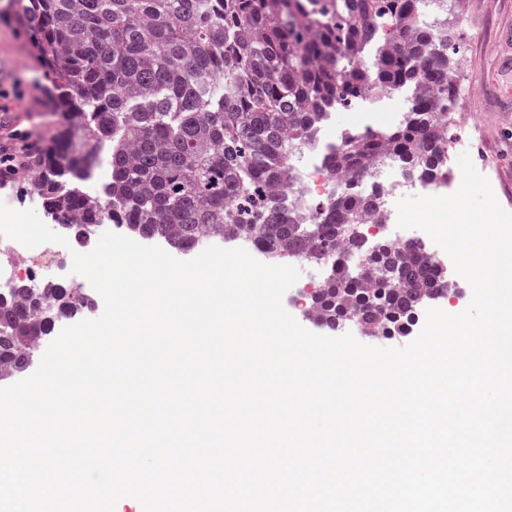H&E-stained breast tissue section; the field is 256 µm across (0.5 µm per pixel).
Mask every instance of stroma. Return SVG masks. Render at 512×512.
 Returning <instances> with one entry per match:
<instances>
[{
  "mask_svg": "<svg viewBox=\"0 0 512 512\" xmlns=\"http://www.w3.org/2000/svg\"><path fill=\"white\" fill-rule=\"evenodd\" d=\"M448 25L460 38V109L478 112V126L452 124L448 154L469 153L500 205L512 212V0H466ZM52 77L15 19L14 0H0V151L39 147L58 119L47 90Z\"/></svg>",
  "mask_w": 512,
  "mask_h": 512,
  "instance_id": "stroma-1",
  "label": "stroma"
}]
</instances>
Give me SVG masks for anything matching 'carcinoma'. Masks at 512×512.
Segmentation results:
<instances>
[{"instance_id": "obj_1", "label": "carcinoma", "mask_w": 512, "mask_h": 512, "mask_svg": "<svg viewBox=\"0 0 512 512\" xmlns=\"http://www.w3.org/2000/svg\"><path fill=\"white\" fill-rule=\"evenodd\" d=\"M20 23L54 76L62 111L36 165L48 217L123 224L194 250L205 235L250 236L284 258L324 260L339 247L371 251L375 278L331 273L313 295L327 330L360 318L367 334L400 331L426 301L448 296V275L422 248L366 246L377 192L350 184L326 203L288 208L292 157L314 145L323 118L383 88L406 91L403 121L347 136L325 158L364 179L382 162L411 181L446 175L459 104L454 39L438 0H15ZM383 45L376 69L362 59ZM109 150L111 179L90 199L87 172ZM93 302L52 284L18 282L0 295V379L24 371L35 341Z\"/></svg>"}]
</instances>
